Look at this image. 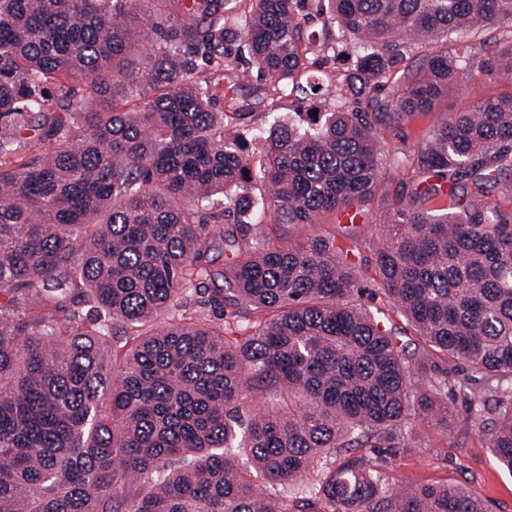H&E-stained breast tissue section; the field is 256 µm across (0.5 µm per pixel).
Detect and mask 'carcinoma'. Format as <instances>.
<instances>
[{
	"label": "carcinoma",
	"instance_id": "1",
	"mask_svg": "<svg viewBox=\"0 0 512 512\" xmlns=\"http://www.w3.org/2000/svg\"><path fill=\"white\" fill-rule=\"evenodd\" d=\"M504 24L512 0H0V512H487L357 451L414 448L411 419L459 401L512 472V212L489 200L512 192V40L484 70L507 89L430 130L439 183L380 225L379 285L422 348L360 301L334 235L275 230L374 200V123L438 110L475 55L407 48ZM333 27L356 39L333 109L276 118L321 97ZM232 44L266 80L254 134L218 106Z\"/></svg>",
	"mask_w": 512,
	"mask_h": 512
}]
</instances>
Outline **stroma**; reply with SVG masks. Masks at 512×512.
I'll use <instances>...</instances> for the list:
<instances>
[{"label": "stroma", "mask_w": 512, "mask_h": 512, "mask_svg": "<svg viewBox=\"0 0 512 512\" xmlns=\"http://www.w3.org/2000/svg\"><path fill=\"white\" fill-rule=\"evenodd\" d=\"M511 39L512 29L505 26L488 27L469 35V42L477 46L476 56L469 68L459 75L438 111L405 120L385 132L378 144L384 159H402L406 165L387 169L383 194L376 197L364 212L358 243L360 279L365 289L363 301L370 309L383 311L395 335L411 348L415 347L418 338L381 290L371 246L379 237L380 226L390 208L398 203L412 205L415 189L426 179L412 162L426 130L440 121L443 114L461 109L474 98L498 91V83L486 79L480 68L501 43ZM239 82L238 103L248 110L243 119L244 127L254 133L269 121L266 112L253 103L252 92L262 85L263 79L243 60L239 63ZM412 425L420 437L419 447L373 448L369 451L389 480H402L412 485H460L480 496L491 512H512V473L501 467L490 449L480 446L478 431L473 423L467 422L465 410H458L452 426L446 429L423 418L413 420Z\"/></svg>", "instance_id": "35a3bbf8"}]
</instances>
